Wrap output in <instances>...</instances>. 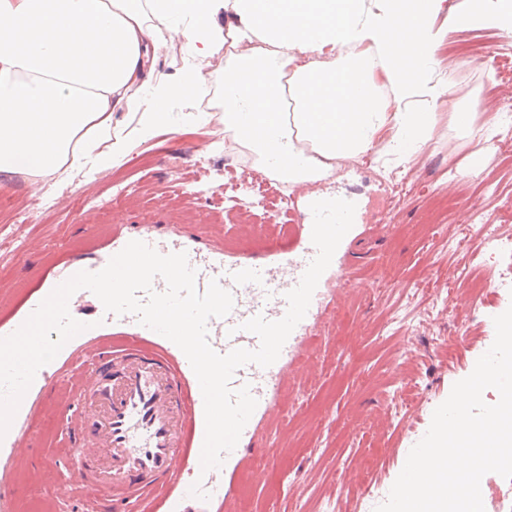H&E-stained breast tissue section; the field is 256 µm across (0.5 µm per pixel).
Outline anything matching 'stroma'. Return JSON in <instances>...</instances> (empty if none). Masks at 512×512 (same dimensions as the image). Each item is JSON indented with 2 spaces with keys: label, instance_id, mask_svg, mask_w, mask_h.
<instances>
[{
  "label": "stroma",
  "instance_id": "obj_1",
  "mask_svg": "<svg viewBox=\"0 0 512 512\" xmlns=\"http://www.w3.org/2000/svg\"><path fill=\"white\" fill-rule=\"evenodd\" d=\"M512 44L492 27L449 30L438 52L440 71L459 73L437 112L429 140L396 165L403 197L384 192L382 165L342 159L321 180L298 186L294 208L283 211L276 194L264 206L239 188L246 151L223 127L178 132L182 112L145 142H133L122 162L88 180L56 174L29 187L15 178L0 189V333L26 315L29 300L46 292L66 253L94 251L98 239L156 227L164 238L190 236L203 250L238 259L237 240L260 234L266 246L288 239L302 246L309 198L336 193L360 210L320 285L323 306L302 332L275 389L272 410H257L251 443L257 455L214 473L232 483L224 499L203 501L175 492L167 512H374L405 464V451L426 434L434 410L467 377L495 339L494 316L512 298L485 294L484 306L463 301L471 284L489 274L497 257L474 234L470 207L512 233V152L496 143L458 136L449 121L454 101L487 102L479 121L512 95V59L486 55L461 66L470 45ZM479 154L480 173L469 170ZM17 206L26 222L14 220ZM56 394L41 396L40 411L24 439L28 458L11 468L16 512L39 500L53 512L71 479L60 465L68 449L55 415ZM58 462L46 474L48 462Z\"/></svg>",
  "mask_w": 512,
  "mask_h": 512
}]
</instances>
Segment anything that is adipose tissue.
<instances>
[{
	"label": "adipose tissue",
	"instance_id": "obj_1",
	"mask_svg": "<svg viewBox=\"0 0 512 512\" xmlns=\"http://www.w3.org/2000/svg\"><path fill=\"white\" fill-rule=\"evenodd\" d=\"M442 0H0V176L111 168L202 93L199 58L240 45L224 69V132L299 184L371 147L404 158L428 140L450 83L437 71ZM234 20L216 22L219 12ZM454 26L512 32L505 0H468ZM181 33L179 79L151 45ZM138 115L133 134L112 125Z\"/></svg>",
	"mask_w": 512,
	"mask_h": 512
}]
</instances>
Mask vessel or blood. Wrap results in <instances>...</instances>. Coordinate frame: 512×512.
I'll return each instance as SVG.
<instances>
[{"label":"vessel or blood","instance_id":"1","mask_svg":"<svg viewBox=\"0 0 512 512\" xmlns=\"http://www.w3.org/2000/svg\"><path fill=\"white\" fill-rule=\"evenodd\" d=\"M136 240L168 255L183 252L196 271V288L205 292L211 280L230 292L231 312L208 322L209 343L220 354L235 348L257 349L259 338L241 325L260 315L281 319L287 310L286 292L294 288L316 257L313 243L295 250L288 243L266 254L225 261L223 254L201 258L192 241L166 246L150 230L135 232ZM118 249L76 255L55 278L63 283L79 271H98ZM114 332L99 337L93 359L84 347L69 340L63 347L69 362H89L87 382L75 372L36 373L43 388H67L70 399L58 414L68 440L67 460L79 472L76 486L63 492L65 501L79 503L80 512H99L95 492H103L115 512H161L165 498L182 486L184 471H200L205 436L204 400L185 354H171L166 339L138 323L131 314L111 318ZM301 328H294L277 360L263 368L248 364L230 381L231 389L248 387L258 408L273 405L275 386L297 349Z\"/></svg>","mask_w":512,"mask_h":512}]
</instances>
